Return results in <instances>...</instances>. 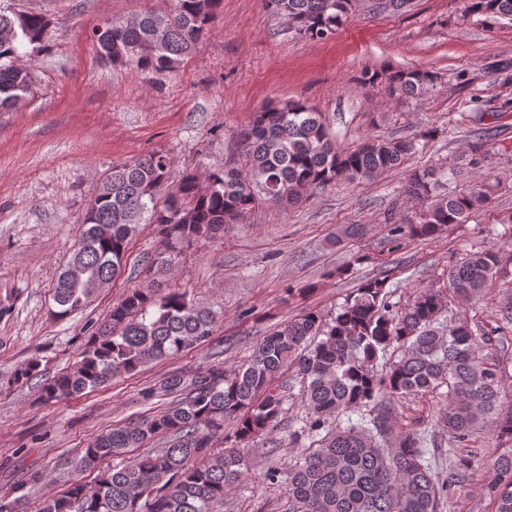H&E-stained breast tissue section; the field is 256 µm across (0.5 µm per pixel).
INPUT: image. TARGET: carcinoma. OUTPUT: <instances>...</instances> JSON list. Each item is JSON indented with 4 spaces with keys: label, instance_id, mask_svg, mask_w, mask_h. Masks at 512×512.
<instances>
[{
    "label": "carcinoma",
    "instance_id": "1",
    "mask_svg": "<svg viewBox=\"0 0 512 512\" xmlns=\"http://www.w3.org/2000/svg\"><path fill=\"white\" fill-rule=\"evenodd\" d=\"M222 2L175 0L168 12L105 21L93 31L97 55L148 78L173 73L209 32ZM265 3L297 35L312 40L332 35L360 7V0ZM464 12L490 27L512 25V0H465ZM48 29L41 14L0 7L1 110L29 91L31 74L19 60L27 47L45 43ZM437 79L427 69L398 71L388 78V92L399 100L416 99ZM238 144L243 166H217L203 176L186 173L162 198L159 191L170 174L167 156L152 153L112 164L54 283L58 315L85 308L122 274L129 242L142 224L157 228L161 249L145 272L160 277L183 248L200 238L223 237L225 225L240 223L261 205H297L341 181L370 183L415 148L411 140L380 135L339 148L322 113L299 99L254 113ZM488 155L487 139L475 129L460 157L412 171L402 194L420 209L407 222L394 223L385 214L393 248L404 239L431 240L484 207L498 187L481 172ZM459 173L469 184L447 190ZM511 267L512 253L471 251L448 269V294L459 305L478 301ZM392 294L388 277L368 278L330 320L308 311L263 337L250 358L232 369L218 362L191 378L169 376L145 397H182L81 449L72 468L59 473L66 491L44 497L37 512H223L224 494L241 481L247 463L239 451L214 448L228 424L240 442L274 427L286 400L279 381L286 366L304 382L307 410L305 423L290 438L309 441L288 469L290 512H439L447 487L470 468L469 457L457 448L489 422L498 435L512 439V408H501L506 367L499 354L507 352L508 339L500 325L473 326L455 317L433 288L417 289L401 311ZM216 324V314L186 289L133 288L100 320L73 368L46 380L39 399L70 398L115 375L173 359L206 341ZM381 361L388 367L380 373ZM39 372L37 361L21 364L11 382L25 383ZM443 387L446 406L437 426L452 438L446 479L432 464L425 432L394 428L388 405ZM348 412L358 414L357 421L332 426V418ZM156 438L164 439L161 447L101 471L92 484L82 479L83 472ZM482 491L495 512H512V454L499 458Z\"/></svg>",
    "mask_w": 512,
    "mask_h": 512
}]
</instances>
